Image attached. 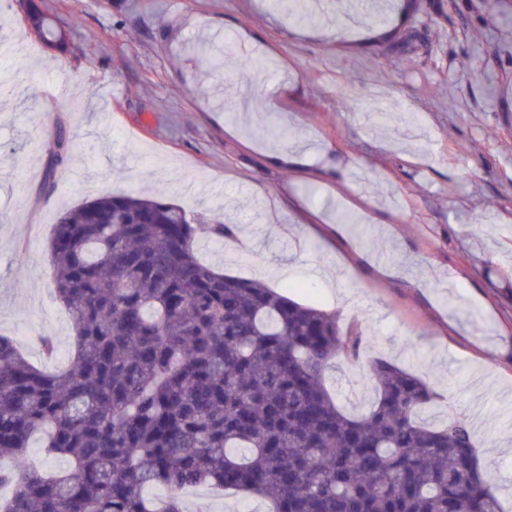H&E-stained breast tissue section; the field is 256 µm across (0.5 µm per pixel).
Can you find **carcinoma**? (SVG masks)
<instances>
[{
  "instance_id": "carcinoma-1",
  "label": "carcinoma",
  "mask_w": 512,
  "mask_h": 512,
  "mask_svg": "<svg viewBox=\"0 0 512 512\" xmlns=\"http://www.w3.org/2000/svg\"><path fill=\"white\" fill-rule=\"evenodd\" d=\"M24 11L67 52L34 0ZM51 148L46 194L67 144ZM233 234L161 194L106 193L59 215L50 260L75 353L47 372L0 334V457L17 460L0 471L12 486L0 512H188L183 493L213 486L268 512H503L470 422L426 420L432 394L411 371L378 359L369 409L337 403L324 372L357 361L368 337L198 259L201 239ZM37 438L70 469L32 466Z\"/></svg>"
}]
</instances>
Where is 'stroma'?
Masks as SVG:
<instances>
[{
    "label": "stroma",
    "instance_id": "1",
    "mask_svg": "<svg viewBox=\"0 0 512 512\" xmlns=\"http://www.w3.org/2000/svg\"><path fill=\"white\" fill-rule=\"evenodd\" d=\"M37 2L69 50L44 47L22 0H0V334L65 367L75 333L47 254L59 213L164 193L249 233L240 248L201 241L204 262L369 337L358 363L326 373L349 411L372 399L383 358L427 381L443 413H481L474 445L512 512V0H390L356 28L337 20L347 0L310 21L272 0ZM206 40L220 56L208 71ZM58 134L69 150L42 196ZM187 506L266 512L223 490Z\"/></svg>",
    "mask_w": 512,
    "mask_h": 512
}]
</instances>
